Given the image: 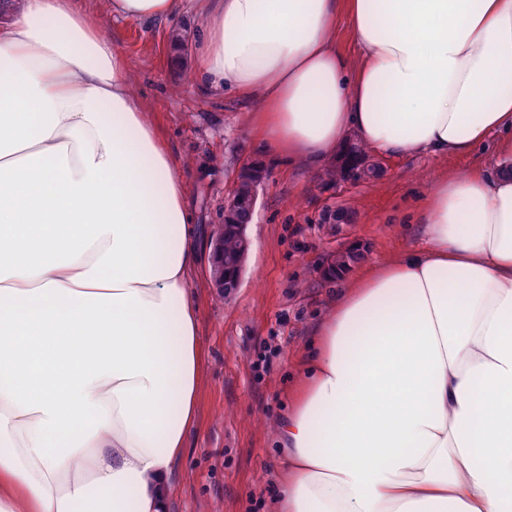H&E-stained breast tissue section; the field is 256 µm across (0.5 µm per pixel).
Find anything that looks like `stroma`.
<instances>
[{
	"mask_svg": "<svg viewBox=\"0 0 512 512\" xmlns=\"http://www.w3.org/2000/svg\"><path fill=\"white\" fill-rule=\"evenodd\" d=\"M77 5L98 16L127 59L147 118L176 160L174 173L205 235L223 223L242 164L256 161L265 170L238 288L218 294L206 259L191 283L203 350L198 418L174 464L169 512H275L277 424L289 390L304 379L313 333L346 285L329 274L331 256L359 245L367 265L423 245L419 212L435 179L445 171L477 170L500 136L490 134L468 156L389 155L380 177L329 181L302 163L272 162L270 148L251 129L256 100L216 93L196 80L199 21L191 5L140 23L112 17L106 0ZM175 32L183 46L172 42ZM338 209L351 212L354 223H331L329 214Z\"/></svg>",
	"mask_w": 512,
	"mask_h": 512,
	"instance_id": "obj_1",
	"label": "stroma"
}]
</instances>
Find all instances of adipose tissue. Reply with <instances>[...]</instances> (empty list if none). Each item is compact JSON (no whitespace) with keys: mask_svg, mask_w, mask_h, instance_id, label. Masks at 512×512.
<instances>
[{"mask_svg":"<svg viewBox=\"0 0 512 512\" xmlns=\"http://www.w3.org/2000/svg\"><path fill=\"white\" fill-rule=\"evenodd\" d=\"M194 10L195 74L259 101L281 161L320 168L350 131L440 157L502 135L489 171L436 182L426 248L337 294L278 429L277 512H512V0ZM174 166L98 20L0 0V512H168L202 353Z\"/></svg>","mask_w":512,"mask_h":512,"instance_id":"obj_1","label":"adipose tissue"}]
</instances>
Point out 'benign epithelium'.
I'll use <instances>...</instances> for the list:
<instances>
[{
    "label": "benign epithelium",
    "mask_w": 512,
    "mask_h": 512,
    "mask_svg": "<svg viewBox=\"0 0 512 512\" xmlns=\"http://www.w3.org/2000/svg\"><path fill=\"white\" fill-rule=\"evenodd\" d=\"M348 148L352 155L363 160L362 170L348 173L347 179L354 178H377L384 173L381 162L371 153H366L363 146L354 139L348 140ZM252 179L255 188H260L265 179L263 167L256 162H247L240 169L237 181ZM258 199V192H253L250 199L245 204H238L237 197L231 196L227 202V208L234 210L238 214V224L234 226L236 239L239 242V253L234 257L224 256V226H219L213 236V264L211 269V281L218 293L225 294L227 283L239 285L242 272L245 267V259L250 247V241L246 236L245 230L250 222Z\"/></svg>",
    "instance_id": "benign-epithelium-1"
}]
</instances>
